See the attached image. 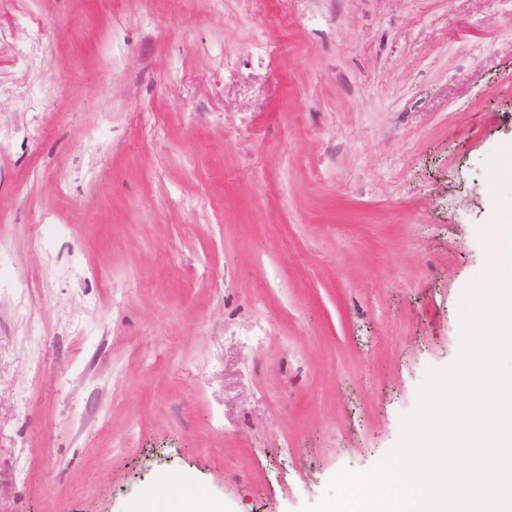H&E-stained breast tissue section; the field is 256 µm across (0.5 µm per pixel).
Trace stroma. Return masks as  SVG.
Listing matches in <instances>:
<instances>
[{
	"label": "stroma",
	"instance_id": "1",
	"mask_svg": "<svg viewBox=\"0 0 512 512\" xmlns=\"http://www.w3.org/2000/svg\"><path fill=\"white\" fill-rule=\"evenodd\" d=\"M505 0H0V512H299L467 346ZM187 492L189 488L185 484H167L161 491L151 494L137 512H178L173 504Z\"/></svg>",
	"mask_w": 512,
	"mask_h": 512
}]
</instances>
